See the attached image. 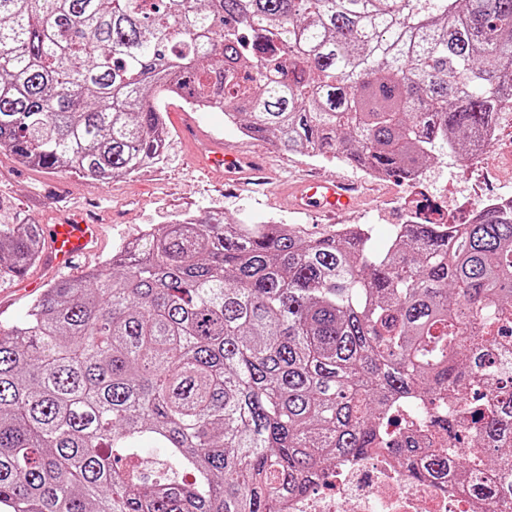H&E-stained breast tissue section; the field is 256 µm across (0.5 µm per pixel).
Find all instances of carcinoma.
<instances>
[{
  "label": "carcinoma",
  "instance_id": "cac0c4a2",
  "mask_svg": "<svg viewBox=\"0 0 512 512\" xmlns=\"http://www.w3.org/2000/svg\"><path fill=\"white\" fill-rule=\"evenodd\" d=\"M410 181L512 111V0H0V151L109 180L164 99ZM0 224V279L43 252ZM512 211L466 224L184 215L0 326V512H281L387 450L512 512Z\"/></svg>",
  "mask_w": 512,
  "mask_h": 512
}]
</instances>
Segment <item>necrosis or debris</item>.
I'll use <instances>...</instances> for the list:
<instances>
[{"mask_svg": "<svg viewBox=\"0 0 512 512\" xmlns=\"http://www.w3.org/2000/svg\"><path fill=\"white\" fill-rule=\"evenodd\" d=\"M287 512H481L468 493L405 477L388 454L368 453L317 491L290 498Z\"/></svg>", "mask_w": 512, "mask_h": 512, "instance_id": "1", "label": "necrosis or debris"}]
</instances>
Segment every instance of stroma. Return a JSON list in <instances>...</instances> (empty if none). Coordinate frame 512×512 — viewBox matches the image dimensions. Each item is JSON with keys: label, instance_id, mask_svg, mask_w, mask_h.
<instances>
[{"label": "stroma", "instance_id": "obj_1", "mask_svg": "<svg viewBox=\"0 0 512 512\" xmlns=\"http://www.w3.org/2000/svg\"><path fill=\"white\" fill-rule=\"evenodd\" d=\"M165 111L171 135L161 160L107 182L68 171L29 170L0 152V224H59L68 210L80 211L101 228L96 249L78 261L84 272L102 267L141 229H162L183 213L221 211L233 220L289 224L314 234L331 229L329 220L289 210L280 195L232 193L223 173L197 169L195 149L180 134L188 123L196 125L202 136L260 153L290 182L307 174L366 178L360 169L305 157L272 139L245 138L237 126L225 121L223 112H193L177 99L167 100ZM498 128V140L483 155L484 167H470L452 151L426 160L424 188L449 223H464L481 195L512 187V112L501 115ZM413 192L406 181L388 178L367 190L358 208L343 221L374 225L377 239H384L392 225L404 223L406 201ZM60 276V271L39 262L20 280L0 281V323L23 319L41 288Z\"/></svg>", "mask_w": 512, "mask_h": 512}]
</instances>
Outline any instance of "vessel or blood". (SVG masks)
<instances>
[{
    "instance_id": "b4317fda",
    "label": "vessel or blood",
    "mask_w": 512,
    "mask_h": 512,
    "mask_svg": "<svg viewBox=\"0 0 512 512\" xmlns=\"http://www.w3.org/2000/svg\"><path fill=\"white\" fill-rule=\"evenodd\" d=\"M201 162L209 168L223 171L229 183L238 190L268 186L277 190L278 184L255 155L224 146L216 141L201 154ZM360 197L358 185L334 176L309 179L289 185L287 200L297 210L321 215H342L355 207ZM50 249L48 260L59 269L72 268L77 257L92 251L98 239L95 224L70 222L47 224L43 227Z\"/></svg>"
}]
</instances>
